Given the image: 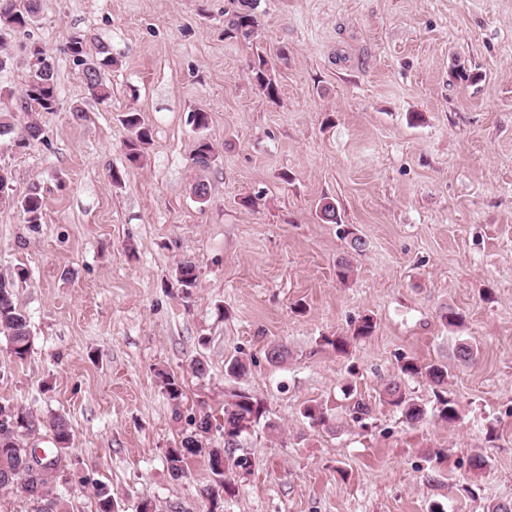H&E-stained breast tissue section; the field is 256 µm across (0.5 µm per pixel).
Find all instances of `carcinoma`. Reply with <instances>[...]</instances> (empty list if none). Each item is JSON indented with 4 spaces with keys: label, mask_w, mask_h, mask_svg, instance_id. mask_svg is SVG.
<instances>
[{
    "label": "carcinoma",
    "mask_w": 512,
    "mask_h": 512,
    "mask_svg": "<svg viewBox=\"0 0 512 512\" xmlns=\"http://www.w3.org/2000/svg\"><path fill=\"white\" fill-rule=\"evenodd\" d=\"M31 7H20L18 0H0V70L7 68L11 56L3 49V36L24 30L35 23L40 11V0H28ZM258 0H237L236 9L227 19V34L245 39L251 37L257 23L256 9ZM65 50L78 65L83 67V78L87 94L98 102L104 103L111 97V87L104 75L112 69L114 60L109 48L86 34H74L65 44ZM30 58L37 62L29 65L28 77L24 94L17 109L28 114V121L21 125L17 122L14 111L0 110V139H6L18 151L24 152L30 146L43 139V130L35 115L40 112H55L58 109L57 76L54 58L39 46L30 50ZM251 73L259 88L270 98L276 95V88L270 75L268 60L261 54L253 60ZM125 125L130 129L131 136L126 141L127 160L133 165L143 161L144 145L151 139L149 128L144 126L136 112H129L124 117ZM214 157L211 140L201 137L192 155V163L201 169L210 166ZM12 172L0 167V204H12L23 213L29 224L42 223L43 199L37 186H32L20 199L14 198L11 191ZM199 278L198 267L191 257L183 258L176 270V281L183 292L188 294L196 287ZM15 281L0 278V334L9 342L10 356L16 361H23L32 349V336L28 317L17 305L14 298ZM164 393L172 407L174 416L181 417L184 392L179 379L165 371L157 373ZM420 378L441 387L447 383L448 366L442 363L421 364L408 359L399 365V374L385 383L382 398L398 408L403 421L418 424L426 418V409L407 396L402 388L403 377ZM3 410L14 413L17 427L0 426V488H9L14 484H22L31 490L30 498L40 503L48 501V488L52 480H41L38 474L26 468V457L29 449L24 445V437L38 434L43 429L52 432L54 440L63 444L57 449V467L62 468L65 444L71 440V430L67 419L61 414L43 417L21 407L6 405ZM436 410L438 416L453 423L458 419V410L452 400L445 396L437 397ZM224 445H216L205 440V445H194V438L199 436L198 430H210L215 416L207 411L190 419L192 430L185 434L179 446L168 448L165 459L168 470L185 475L192 460L202 458L215 476V485L203 490V496L210 500L217 491L232 492V486L223 473L217 471L216 464L224 455L228 446L235 445L239 438L262 416L260 404L253 395L245 390H236L224 400Z\"/></svg>",
    "instance_id": "carcinoma-1"
}]
</instances>
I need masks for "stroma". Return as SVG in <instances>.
Wrapping results in <instances>:
<instances>
[{
    "label": "stroma",
    "instance_id": "obj_1",
    "mask_svg": "<svg viewBox=\"0 0 512 512\" xmlns=\"http://www.w3.org/2000/svg\"><path fill=\"white\" fill-rule=\"evenodd\" d=\"M232 0H40L0 71L15 108L31 43L55 60L60 108L25 153L0 143L13 192L38 184L43 221L0 206V275L25 268L15 301L32 350L0 335V402L68 420L53 497L95 512H206L207 461L173 479L166 449L189 419L251 392L265 413L228 460L224 512H487L512 503V0H260L252 38L224 34ZM109 45L112 96L87 98L69 35ZM270 61L276 96L254 83ZM82 102L85 117L69 111ZM152 137L130 165L123 113ZM209 115L211 167L191 162L194 112ZM120 172L113 184L112 172ZM208 197L193 195L197 180ZM333 201L341 221H322ZM361 237L362 251L350 241ZM193 258L196 288L174 282ZM348 258L346 281L336 263ZM462 313L446 327L439 311ZM371 315L348 353L325 344ZM478 355L460 363L461 340ZM288 347L271 363V346ZM248 363L238 379L227 358ZM207 365L192 372L193 359ZM448 367L459 418L410 425L381 398L401 361ZM186 398L174 419L158 371ZM371 407L351 412L350 391ZM318 405L332 424L304 417ZM486 465L471 467L475 456ZM268 72V60L263 55L258 54L251 64L252 77L267 96L273 97L276 95V88Z\"/></svg>",
    "mask_w": 512,
    "mask_h": 512
}]
</instances>
